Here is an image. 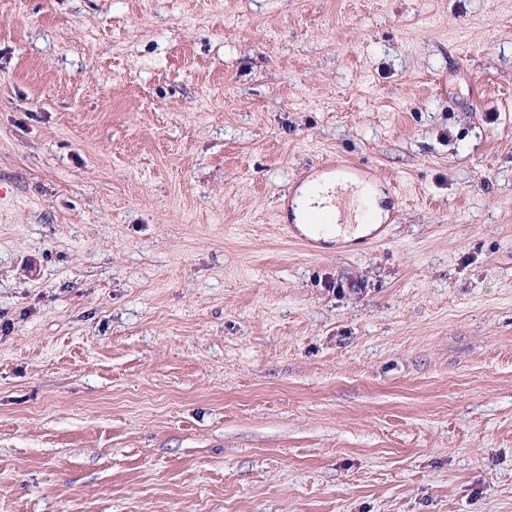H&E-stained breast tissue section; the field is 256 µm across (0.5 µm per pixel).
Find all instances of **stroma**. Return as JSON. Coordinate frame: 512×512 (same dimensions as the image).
<instances>
[{
	"instance_id": "obj_1",
	"label": "stroma",
	"mask_w": 512,
	"mask_h": 512,
	"mask_svg": "<svg viewBox=\"0 0 512 512\" xmlns=\"http://www.w3.org/2000/svg\"><path fill=\"white\" fill-rule=\"evenodd\" d=\"M0 512H512V0H0ZM320 167L330 170L334 173L336 171L342 173L344 182L346 184L341 183L340 185H335L331 192L332 204L337 206V208L341 210L344 215H350L352 218L353 213H350L349 206L351 199L355 196L353 191L354 185L355 182L359 179V175L363 174L364 171L348 161H336L335 158L326 159L323 162V166ZM336 167L338 169H336ZM380 197L378 192H370L368 196L364 197V205L366 208L365 217H361L358 213L355 215L356 224H359L355 231L348 236L345 231L348 227L355 226V224H336V227L340 229L341 233L337 236L338 239H343L345 236L348 238H357L370 233L375 229V224H378L382 220L383 209L380 206ZM366 220H372L373 223L366 222ZM346 238V239H348Z\"/></svg>"
}]
</instances>
